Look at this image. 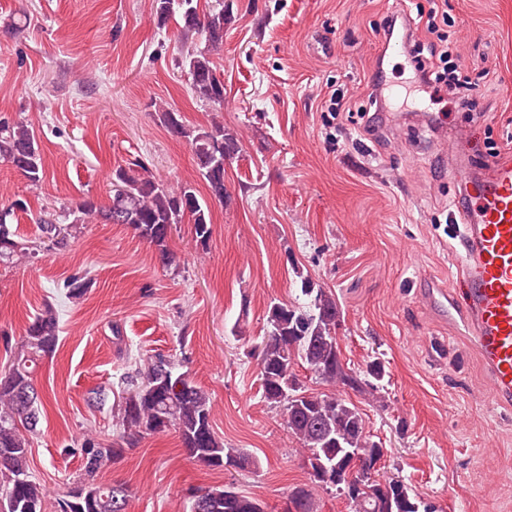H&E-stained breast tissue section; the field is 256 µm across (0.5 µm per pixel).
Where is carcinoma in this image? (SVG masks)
<instances>
[{
  "instance_id": "carcinoma-1",
  "label": "carcinoma",
  "mask_w": 512,
  "mask_h": 512,
  "mask_svg": "<svg viewBox=\"0 0 512 512\" xmlns=\"http://www.w3.org/2000/svg\"><path fill=\"white\" fill-rule=\"evenodd\" d=\"M199 0H154V18L161 26L173 15L179 17L181 48L178 66L185 70L192 93L217 109L224 107V78L217 70L213 52L224 45V30L231 22L224 0L200 14ZM158 120L171 135L184 139L193 161L208 187L210 197L220 203L229 194L224 184V160L242 151L238 134L214 122L208 127H190L181 112L167 105L155 108ZM0 160L16 169L32 186L46 178L41 146L32 128L23 121L0 120ZM111 195L102 208L85 197L53 217L37 219L41 239L48 246L63 247L81 224L106 223L118 212L122 223L139 238L151 244L159 263L168 267L177 256L168 248L173 227L188 222L196 244L207 248L213 229L210 210L188 184L169 186L134 159L112 170ZM27 210L21 198L0 200V264H8L23 254L15 220ZM300 290L306 297L301 306L273 302L266 315L267 331L259 344V380L264 399L283 408L288 431L305 449L320 455L333 472L345 468L349 459L345 449L369 457H384L382 443L373 440L365 414L341 393V389L366 386L370 393L380 391L384 365L371 361L358 378L345 369L336 337L338 309L336 299L315 287L309 276L297 272ZM59 315L53 305H44L26 329L20 349L0 376V512H43L45 491L29 473L31 452L29 434L39 423L34 377L43 361L51 357L58 343ZM322 382L337 388L330 394L310 392L300 386L293 371L295 358ZM119 434L104 443L93 435L84 437L71 452L81 458L85 475L92 476L106 462L135 447L146 435L169 428L179 434L188 458L212 469L245 470L255 466L252 457L237 448H226L213 431L212 402L209 394L187 375L176 373L171 361H150L137 372L126 397L119 405ZM373 494L364 497L353 492L346 479L331 483L312 476L310 484L298 487L289 504L293 512H314L316 492L335 489L354 506L355 512H420L421 501L399 480L392 510L377 501L381 483L371 480ZM127 501V490L120 485H97L79 481L68 495L57 502L56 512H114V500ZM207 512H264L255 499L234 488L212 489L203 493Z\"/></svg>"
}]
</instances>
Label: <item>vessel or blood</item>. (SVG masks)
<instances>
[{
    "label": "vessel or blood",
    "mask_w": 512,
    "mask_h": 512,
    "mask_svg": "<svg viewBox=\"0 0 512 512\" xmlns=\"http://www.w3.org/2000/svg\"><path fill=\"white\" fill-rule=\"evenodd\" d=\"M450 180L462 189L455 209L463 226L456 273L462 293L457 312L473 336L492 381L494 396L512 401V158L488 162L481 177L466 180L449 158Z\"/></svg>",
    "instance_id": "1"
}]
</instances>
